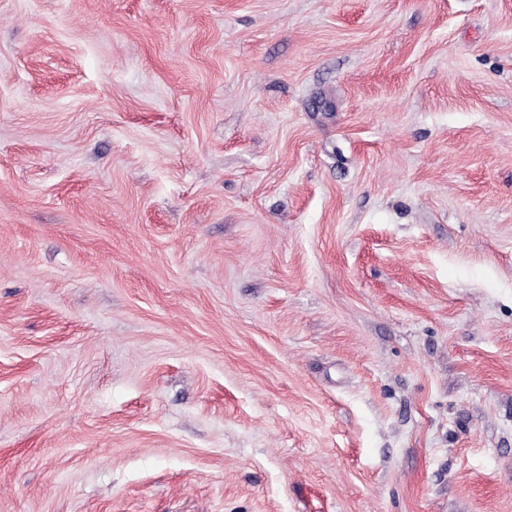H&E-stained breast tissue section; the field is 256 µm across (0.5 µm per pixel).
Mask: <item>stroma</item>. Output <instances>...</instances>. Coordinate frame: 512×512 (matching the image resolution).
Instances as JSON below:
<instances>
[{"mask_svg":"<svg viewBox=\"0 0 512 512\" xmlns=\"http://www.w3.org/2000/svg\"><path fill=\"white\" fill-rule=\"evenodd\" d=\"M0 512H512V0H0Z\"/></svg>","mask_w":512,"mask_h":512,"instance_id":"obj_1","label":"stroma"}]
</instances>
